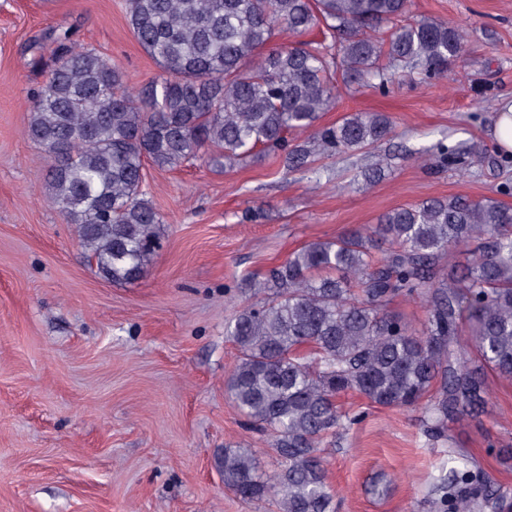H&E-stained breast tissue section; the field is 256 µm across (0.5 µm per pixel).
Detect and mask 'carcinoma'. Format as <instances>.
Instances as JSON below:
<instances>
[{
  "label": "carcinoma",
  "mask_w": 512,
  "mask_h": 512,
  "mask_svg": "<svg viewBox=\"0 0 512 512\" xmlns=\"http://www.w3.org/2000/svg\"><path fill=\"white\" fill-rule=\"evenodd\" d=\"M411 0H129L128 22L162 75L137 90L121 68L53 29L55 62L34 99L27 135L52 160L45 199L97 272L138 281L151 262L161 215L147 199L145 165L204 158L219 168L278 153L301 171L316 155L377 149L394 132L383 112L332 125L338 85L387 92L396 72L427 80L460 60L467 34L422 17L398 25ZM324 26L330 46L293 41ZM313 129L305 144L293 129ZM473 248L460 264L452 251ZM265 294L225 325L239 356L225 386L234 407L272 437L280 469L266 473L247 448L224 447V486L280 512H336L323 446L359 416L338 410L356 391L371 403L423 409L425 433L485 411L486 373L512 379V207L495 197L428 198L391 209L376 224L292 252L252 284ZM422 298L415 329L386 310ZM435 512H498L507 495L479 466L448 469Z\"/></svg>",
  "instance_id": "carcinoma-1"
}]
</instances>
